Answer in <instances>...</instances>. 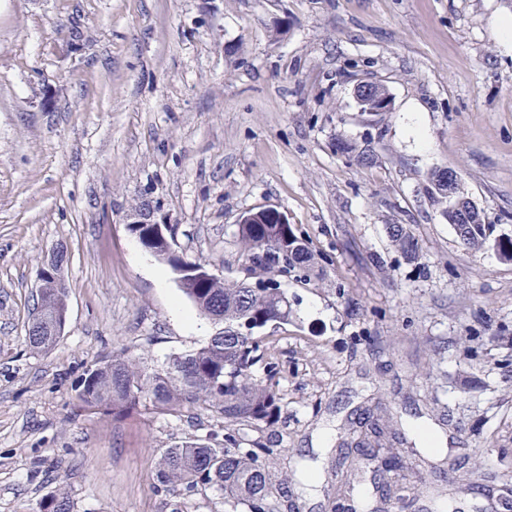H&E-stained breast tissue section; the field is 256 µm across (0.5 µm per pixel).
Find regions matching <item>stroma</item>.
Here are the masks:
<instances>
[{"instance_id": "35a3bbf8", "label": "stroma", "mask_w": 512, "mask_h": 512, "mask_svg": "<svg viewBox=\"0 0 512 512\" xmlns=\"http://www.w3.org/2000/svg\"><path fill=\"white\" fill-rule=\"evenodd\" d=\"M512 0H0V512H224L158 488L163 449L223 442L212 412L85 409L81 377L200 348L168 266L126 226L141 206L180 252L240 276L236 224L272 205L318 267L279 283L271 331L282 411L239 435L275 451L287 512H330L329 471L354 409L398 421V490L417 512L418 429L512 485V263L458 239L431 183L456 173L494 238L512 239ZM362 80L390 111H361ZM401 224L417 259L395 249ZM64 248L67 321L26 342L38 273Z\"/></svg>"}]
</instances>
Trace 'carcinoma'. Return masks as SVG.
Here are the masks:
<instances>
[{
	"instance_id": "carcinoma-1",
	"label": "carcinoma",
	"mask_w": 512,
	"mask_h": 512,
	"mask_svg": "<svg viewBox=\"0 0 512 512\" xmlns=\"http://www.w3.org/2000/svg\"><path fill=\"white\" fill-rule=\"evenodd\" d=\"M493 233L488 224H466L459 240L478 251ZM392 245L414 257L418 244L402 224L389 229ZM237 239L241 246L242 277L229 284L220 277H200L205 264H184L183 253L161 259L168 267L186 265L191 277L182 293L199 315L218 325L206 345L186 353H174L151 370L140 366L132 356H116L88 368L81 378L78 399L83 407L110 410L115 417L148 402L154 413L181 418L201 405L211 408L224 428L247 426L260 429L273 424L281 411L276 390L275 366L265 364L266 379L254 375V367L267 351L271 324H286L292 313L288 295L278 287L272 275H288L312 266L314 255L306 242L289 224H240ZM356 427L358 438L336 449V509L343 512L345 502L356 486L364 482L362 468L348 464L352 455L369 460L387 450L389 461L374 471L377 492H385L380 502L391 498L392 472L398 466L388 444L396 432L389 423L371 416L361 418ZM224 448L186 441L165 449L160 455L157 480L165 492H210L224 499L230 512H276V487L272 483L269 457L273 449L258 442L242 446L230 433L224 436ZM468 457L448 460V468L430 471L422 480L423 492L437 501H450L473 489L467 469Z\"/></svg>"
}]
</instances>
